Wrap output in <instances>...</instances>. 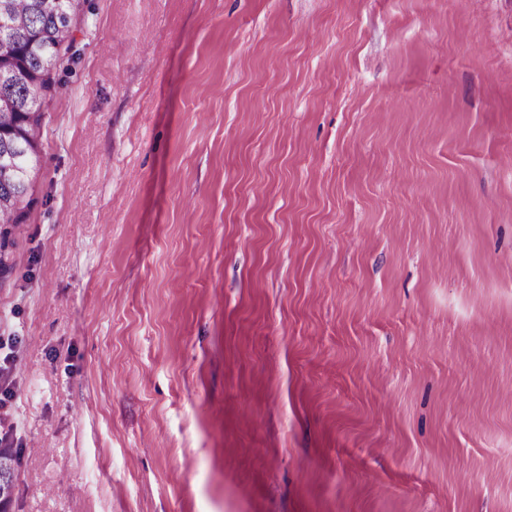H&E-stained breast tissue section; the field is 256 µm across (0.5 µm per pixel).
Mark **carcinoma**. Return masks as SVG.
I'll list each match as a JSON object with an SVG mask.
<instances>
[{"label": "carcinoma", "mask_w": 512, "mask_h": 512, "mask_svg": "<svg viewBox=\"0 0 512 512\" xmlns=\"http://www.w3.org/2000/svg\"><path fill=\"white\" fill-rule=\"evenodd\" d=\"M6 2L7 26L0 27V45L13 50L24 69H37L47 60L56 65L42 70L38 81L0 80V94L16 104V110L0 112V199L13 201V207L0 209V225L23 223L37 202L33 184L23 174L30 163L27 147L40 143L44 105L65 90L64 62L73 50L78 16L72 0ZM12 463L11 450L0 448V490L12 486Z\"/></svg>", "instance_id": "cac0c4a2"}]
</instances>
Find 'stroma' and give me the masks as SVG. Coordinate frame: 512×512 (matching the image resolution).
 I'll list each match as a JSON object with an SVG mask.
<instances>
[{
  "instance_id": "obj_1",
  "label": "stroma",
  "mask_w": 512,
  "mask_h": 512,
  "mask_svg": "<svg viewBox=\"0 0 512 512\" xmlns=\"http://www.w3.org/2000/svg\"><path fill=\"white\" fill-rule=\"evenodd\" d=\"M0 274L6 512H512V0H86Z\"/></svg>"
}]
</instances>
